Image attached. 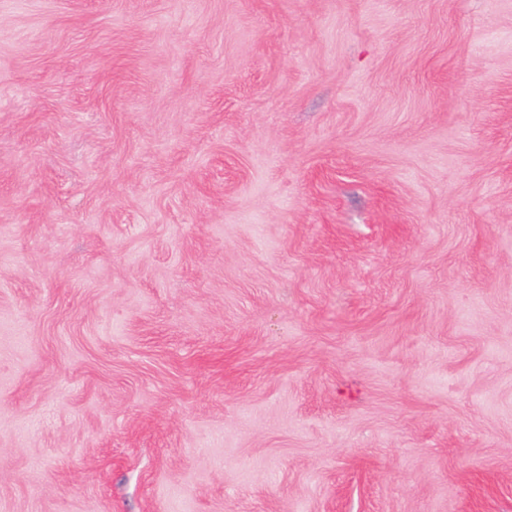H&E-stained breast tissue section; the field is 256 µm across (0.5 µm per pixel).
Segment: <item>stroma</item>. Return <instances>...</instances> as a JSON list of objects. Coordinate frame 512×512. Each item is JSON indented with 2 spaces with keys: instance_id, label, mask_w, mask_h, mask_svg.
<instances>
[{
  "instance_id": "obj_1",
  "label": "stroma",
  "mask_w": 512,
  "mask_h": 512,
  "mask_svg": "<svg viewBox=\"0 0 512 512\" xmlns=\"http://www.w3.org/2000/svg\"><path fill=\"white\" fill-rule=\"evenodd\" d=\"M0 512H512V0H0Z\"/></svg>"
}]
</instances>
